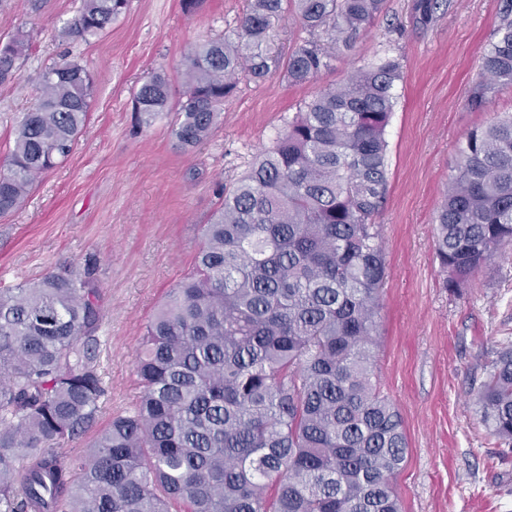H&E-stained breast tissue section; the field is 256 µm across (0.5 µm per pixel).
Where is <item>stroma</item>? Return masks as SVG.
<instances>
[{
    "mask_svg": "<svg viewBox=\"0 0 512 512\" xmlns=\"http://www.w3.org/2000/svg\"><path fill=\"white\" fill-rule=\"evenodd\" d=\"M417 2L387 0L385 12L313 82L292 85L280 71L240 79L209 139L186 151L168 120L135 130L132 93L162 71L180 95L185 56L197 43L233 34L246 0H204L191 15L181 0H129L86 42L64 32L81 0H0V45L21 33L30 39L18 80L0 85V174L14 128L39 101L40 73L66 54L93 81L89 120L72 154L34 181L20 209L0 216V290L65 265L96 266L98 369L107 395L92 429L60 446L61 456L86 450L113 416L133 409L146 325L190 272L221 189L272 146L305 100L388 53L403 78L386 132L388 194L377 218L388 277L375 371L408 439L393 487L404 512H512V446L491 435L471 405L495 350L512 341V255L452 291L433 253L434 212L459 144L496 114L512 113V88L496 89L484 108L470 102L502 0H447L426 22Z\"/></svg>",
    "mask_w": 512,
    "mask_h": 512,
    "instance_id": "stroma-1",
    "label": "stroma"
}]
</instances>
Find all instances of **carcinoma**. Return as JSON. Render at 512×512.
<instances>
[{"mask_svg": "<svg viewBox=\"0 0 512 512\" xmlns=\"http://www.w3.org/2000/svg\"><path fill=\"white\" fill-rule=\"evenodd\" d=\"M310 38L285 64L288 83L317 80L386 0H289ZM128 0H82L67 36L87 41ZM284 0H248L235 37L197 44L177 102L156 72L133 93L138 129L174 113L170 134L210 137L239 77L280 67L269 32ZM481 54L472 105L512 87V0ZM29 47L0 46V84ZM379 56L305 101L201 225L192 271L151 318L136 364L135 408L112 418L86 454L55 446L95 423L102 322L95 268L65 266L0 291V512H401V417L375 381L385 262L377 224L388 190L386 129L401 81ZM38 106L14 130L0 215L65 160L91 109L87 69L41 75ZM512 251V114L467 133L435 215L434 253L448 288ZM490 433L512 441V343L473 397Z\"/></svg>", "mask_w": 512, "mask_h": 512, "instance_id": "1", "label": "carcinoma"}]
</instances>
